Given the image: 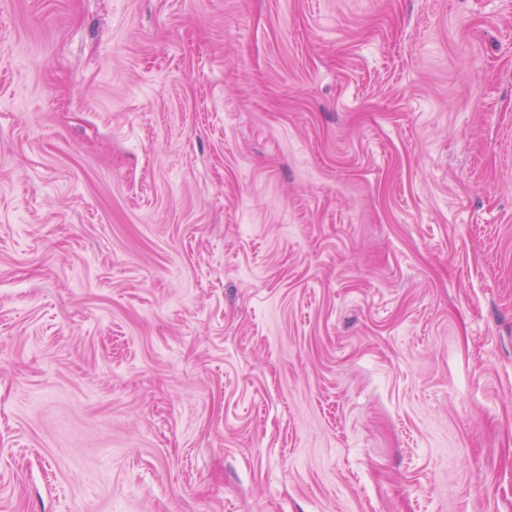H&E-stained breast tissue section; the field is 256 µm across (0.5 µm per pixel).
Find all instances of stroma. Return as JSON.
Returning <instances> with one entry per match:
<instances>
[{
	"instance_id": "35a3bbf8",
	"label": "stroma",
	"mask_w": 512,
	"mask_h": 512,
	"mask_svg": "<svg viewBox=\"0 0 512 512\" xmlns=\"http://www.w3.org/2000/svg\"><path fill=\"white\" fill-rule=\"evenodd\" d=\"M0 512H512V0H0Z\"/></svg>"
}]
</instances>
